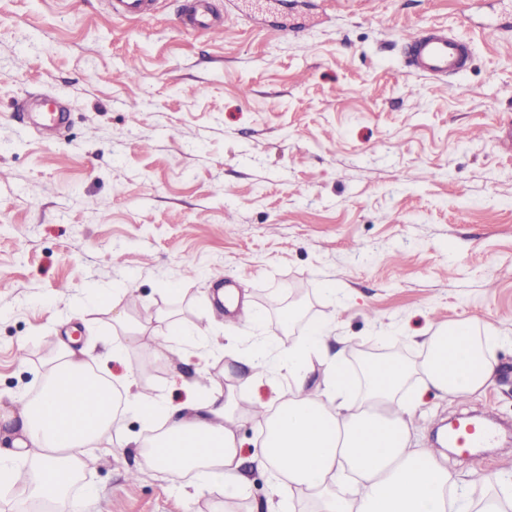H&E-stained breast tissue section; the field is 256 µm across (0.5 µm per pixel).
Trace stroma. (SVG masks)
Returning a JSON list of instances; mask_svg holds the SVG:
<instances>
[{"label":"stroma","mask_w":512,"mask_h":512,"mask_svg":"<svg viewBox=\"0 0 512 512\" xmlns=\"http://www.w3.org/2000/svg\"><path fill=\"white\" fill-rule=\"evenodd\" d=\"M224 33L180 27L186 0L143 19L108 0H0V406L33 392L59 337L122 343L113 312L177 311L192 329L237 335L217 299L247 291L255 333L303 339L335 319L346 363L380 329L410 356L438 324L512 331V0H269L254 26L244 0H211ZM442 26L471 43L467 72L437 82L411 70L404 40ZM60 102L46 133L31 106ZM119 300L100 306L99 294ZM300 295L302 317L281 313ZM27 356L18 359V348ZM157 342L109 361L121 376L158 358L146 397L181 404L232 383L231 354H161ZM498 374L464 400L426 394L413 424L432 448L443 421L492 411L498 446L446 464L476 498L512 473V345ZM71 497L78 512H245L288 500L248 470L241 497L214 488L182 499L132 449L100 445Z\"/></svg>","instance_id":"1"}]
</instances>
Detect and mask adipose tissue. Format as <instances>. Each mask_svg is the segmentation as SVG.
Instances as JSON below:
<instances>
[{
  "label": "adipose tissue",
  "instance_id": "adipose-tissue-1",
  "mask_svg": "<svg viewBox=\"0 0 512 512\" xmlns=\"http://www.w3.org/2000/svg\"><path fill=\"white\" fill-rule=\"evenodd\" d=\"M336 339L331 319L287 344L259 337L239 356L237 386L213 383L207 398L191 395L177 407L146 399L139 374L117 385L96 372L93 346L60 345L41 365L40 392L10 414L16 431L10 447L0 449V476L24 482L29 497L52 512H66L70 488L93 462L92 447L113 439L137 449L159 473H193L181 492L200 493L220 478L225 497H237L248 482L237 422L250 400L241 388L256 373L275 380L285 373L288 390L266 408L265 434L249 460L271 471L289 498L311 500L316 512H512V475L494 476L491 492L464 498L447 468L414 446L412 417L420 400L401 397L413 378L421 393L444 398L483 390L496 372L492 350L507 334L468 320L438 325L420 342L419 362L361 364L355 397L342 351L330 349ZM315 352L326 366L318 382L307 374ZM120 407L161 414L157 434L148 440L123 434Z\"/></svg>",
  "mask_w": 512,
  "mask_h": 512
}]
</instances>
